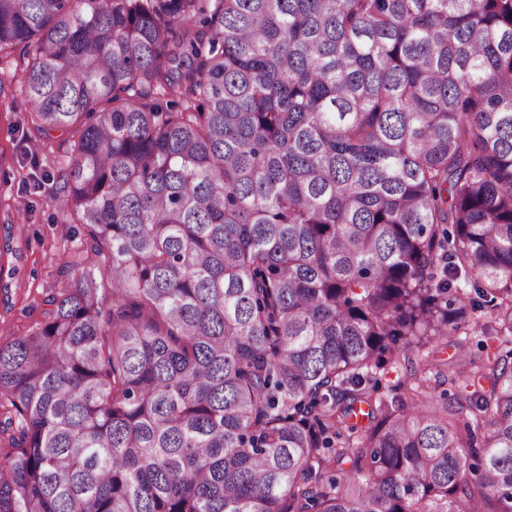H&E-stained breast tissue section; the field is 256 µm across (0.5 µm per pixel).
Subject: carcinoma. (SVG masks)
Returning a JSON list of instances; mask_svg holds the SVG:
<instances>
[{
    "mask_svg": "<svg viewBox=\"0 0 512 512\" xmlns=\"http://www.w3.org/2000/svg\"><path fill=\"white\" fill-rule=\"evenodd\" d=\"M18 45L94 263L0 341V512H512V0H0Z\"/></svg>",
    "mask_w": 512,
    "mask_h": 512,
    "instance_id": "1",
    "label": "carcinoma"
}]
</instances>
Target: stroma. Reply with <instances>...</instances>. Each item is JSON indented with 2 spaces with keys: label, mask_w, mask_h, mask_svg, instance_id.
Masks as SVG:
<instances>
[{
  "label": "stroma",
  "mask_w": 512,
  "mask_h": 512,
  "mask_svg": "<svg viewBox=\"0 0 512 512\" xmlns=\"http://www.w3.org/2000/svg\"><path fill=\"white\" fill-rule=\"evenodd\" d=\"M26 50L0 55V262L14 268L0 292V339L26 335L42 319L44 299L62 288V265L86 259V232L52 200L69 167L73 140L29 130L21 84Z\"/></svg>",
  "instance_id": "obj_1"
}]
</instances>
